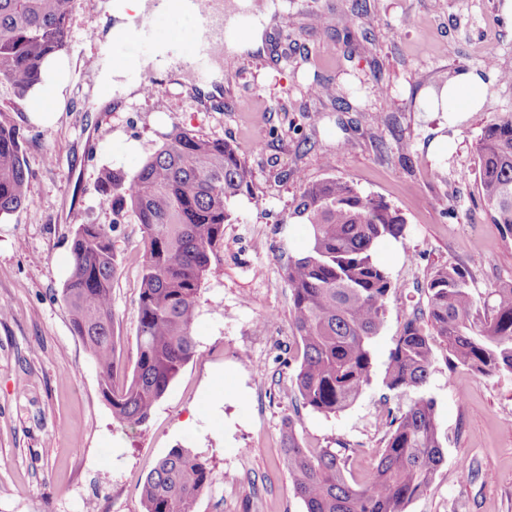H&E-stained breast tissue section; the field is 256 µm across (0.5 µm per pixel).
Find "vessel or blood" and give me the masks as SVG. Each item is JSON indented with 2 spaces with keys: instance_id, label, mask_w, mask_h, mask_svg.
<instances>
[{
  "instance_id": "1",
  "label": "vessel or blood",
  "mask_w": 512,
  "mask_h": 512,
  "mask_svg": "<svg viewBox=\"0 0 512 512\" xmlns=\"http://www.w3.org/2000/svg\"><path fill=\"white\" fill-rule=\"evenodd\" d=\"M191 15L194 27L189 40L169 34L168 19ZM249 10L236 18L224 12V0H148V9L121 39L139 46L130 69L142 83H149L158 62L171 59L188 64L197 80H205L218 50L237 38L248 26Z\"/></svg>"
}]
</instances>
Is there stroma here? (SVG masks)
<instances>
[{"label":"stroma","mask_w":512,"mask_h":512,"mask_svg":"<svg viewBox=\"0 0 512 512\" xmlns=\"http://www.w3.org/2000/svg\"><path fill=\"white\" fill-rule=\"evenodd\" d=\"M106 0H74L69 78L53 126L32 123L31 100L0 81V109L25 144L27 202L0 218V512H141L140 486L171 449L208 460L211 483L193 512H306L281 460L286 418L309 448H351L364 482L386 442L388 409L434 399L444 461L408 512H512V374L489 377L449 364L433 337L426 386L402 393L383 384L406 319L425 308L424 287L444 265L468 275L477 298L512 283V236L494 224L475 180L477 143L495 115L512 113V18L504 0H273L262 52L224 64V91L204 103L189 83L159 80L152 96L92 109L99 91L88 60L133 57L130 44H100ZM482 71L486 98L456 126L433 109L436 86L458 71ZM317 80L336 88L316 99ZM233 144L251 171L236 197L214 270L198 298L197 352L171 382L148 423L121 428L104 400L98 371L72 331L62 291L76 225H113L119 260L112 313L121 372L137 355L141 230L113 224L98 190L102 168L135 172L173 127ZM446 136L443 155L429 152ZM343 177L390 204L405 236L381 243L377 262L395 288L372 342L374 375L346 410L304 407L295 386L301 361L285 279L303 248L290 219L302 182ZM228 384L221 413L204 415L205 434L183 424L200 411L217 373Z\"/></svg>","instance_id":"obj_1"}]
</instances>
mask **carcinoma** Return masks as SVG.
<instances>
[{
    "label": "carcinoma",
    "mask_w": 512,
    "mask_h": 512,
    "mask_svg": "<svg viewBox=\"0 0 512 512\" xmlns=\"http://www.w3.org/2000/svg\"><path fill=\"white\" fill-rule=\"evenodd\" d=\"M72 0H0V80L25 99L42 82L45 59L67 50ZM479 193L494 223L512 235V113L495 118L477 143ZM251 184L235 148L175 127L134 173L102 170L98 186L113 223L126 214L141 224L142 281L137 303L138 355L120 385L112 282L117 254L112 227L76 225L71 274L63 288L74 333L99 372L112 418L125 428L145 425L173 379L195 355L193 326L202 284L224 241L230 202ZM29 197L24 141L0 110V217ZM291 218L305 226L303 252L285 270L291 313L302 350L295 386L302 404L339 413L361 396L374 374L371 343L386 317L393 280L374 259L387 238H404L405 220L388 203L342 177L306 181ZM425 292L427 311L407 318L384 376L390 391L419 389L430 376L431 336L448 344V358L481 376L512 373V284L492 291L490 315L476 319L479 300L466 273L435 270ZM388 438L365 483L357 484L348 456L306 448L288 418L283 461L306 512H407L443 462L435 402L420 397L389 410ZM211 479L202 456L173 448L140 488L142 512H193Z\"/></svg>",
    "instance_id": "1"
}]
</instances>
